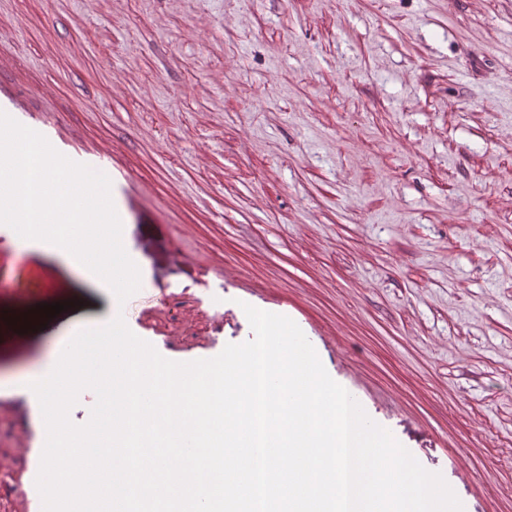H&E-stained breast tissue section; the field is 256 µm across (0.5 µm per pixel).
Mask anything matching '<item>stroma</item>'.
Instances as JSON below:
<instances>
[{"label": "stroma", "instance_id": "35a3bbf8", "mask_svg": "<svg viewBox=\"0 0 512 512\" xmlns=\"http://www.w3.org/2000/svg\"><path fill=\"white\" fill-rule=\"evenodd\" d=\"M132 179L151 332L196 357L242 309L291 317L330 377L464 512H512V0H0V88ZM107 288L0 245V484L25 375Z\"/></svg>", "mask_w": 512, "mask_h": 512}]
</instances>
